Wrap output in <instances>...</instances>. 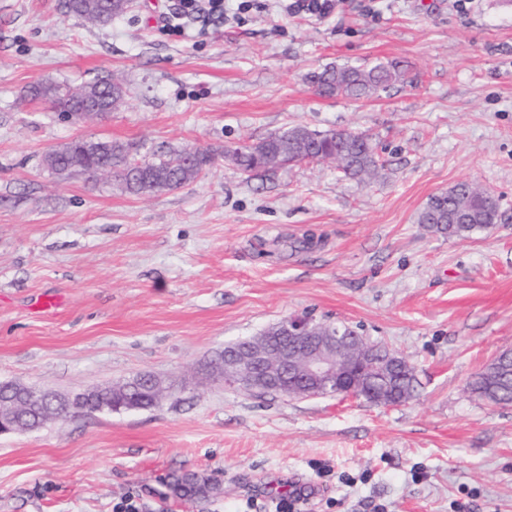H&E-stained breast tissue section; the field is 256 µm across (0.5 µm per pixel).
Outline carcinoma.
<instances>
[{"label": "carcinoma", "instance_id": "cac0c4a2", "mask_svg": "<svg viewBox=\"0 0 512 512\" xmlns=\"http://www.w3.org/2000/svg\"><path fill=\"white\" fill-rule=\"evenodd\" d=\"M66 12L96 26H107L112 19L128 9L127 0H65ZM412 81L407 69L397 61L380 62L372 66H336L311 76L319 94L345 96L359 100L369 98L398 84ZM33 95L47 99L60 112H85L89 109L104 114L115 109L124 97L121 83L113 77H101L76 89L54 84H40ZM191 164L182 165V152L166 153L152 162L133 167L128 149L110 141L87 144L77 138L51 156L50 167L57 173L75 172L91 180L98 177L104 166L112 168V177L128 192L137 195L178 188L209 170L217 162L215 152L192 150ZM234 163L249 177L271 176L288 159L324 160L339 156L338 166L345 176L359 182L376 177L381 169L371 139L344 130L319 131L297 125L282 133L271 134L254 145H241L233 150ZM499 203L486 196L476 185L461 182L444 193L431 197L420 213L419 223L432 232L450 239H464L490 228L498 222ZM478 396L491 393L503 400L512 397V361L507 370L495 373L489 366L474 373L469 382ZM417 391L415 371L403 373L397 385L396 401L412 399ZM171 491L180 496L205 495L216 486L194 474H173L168 478Z\"/></svg>", "mask_w": 512, "mask_h": 512}]
</instances>
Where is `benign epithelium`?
I'll use <instances>...</instances> for the list:
<instances>
[{"instance_id": "1", "label": "benign epithelium", "mask_w": 512, "mask_h": 512, "mask_svg": "<svg viewBox=\"0 0 512 512\" xmlns=\"http://www.w3.org/2000/svg\"><path fill=\"white\" fill-rule=\"evenodd\" d=\"M402 366L410 367L404 357L366 340L351 326L323 324L305 314L285 318L257 336L224 345V356L213 361L209 375L259 396L340 395L380 404L386 383ZM13 388L24 396L29 410L38 414L35 429L63 418V407L77 396L75 392L62 396L37 392L21 383ZM141 390L160 401L175 393L164 379L140 374L136 384L117 390L124 397L117 409L131 408L127 400H135ZM25 429L10 401L1 400L0 435Z\"/></svg>"}]
</instances>
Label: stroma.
Here are the masks:
<instances>
[{
    "instance_id": "1",
    "label": "stroma",
    "mask_w": 512,
    "mask_h": 512,
    "mask_svg": "<svg viewBox=\"0 0 512 512\" xmlns=\"http://www.w3.org/2000/svg\"><path fill=\"white\" fill-rule=\"evenodd\" d=\"M173 2L98 27L62 0H0V383L66 393L150 372L176 390L0 436V512H112L127 495L140 512H275L295 489L297 512H512V404L468 388L512 349V0H343L324 19L270 5L179 34L159 20ZM392 59L411 82L368 99L309 80ZM97 76L126 90L103 118L29 94ZM296 125L365 133L383 167L265 179L220 160L136 196L43 165L77 136L143 161ZM461 182L498 198L497 224L464 240L419 224ZM303 313L399 353L415 397H263L203 375L225 344ZM175 472L218 489L175 496Z\"/></svg>"
}]
</instances>
